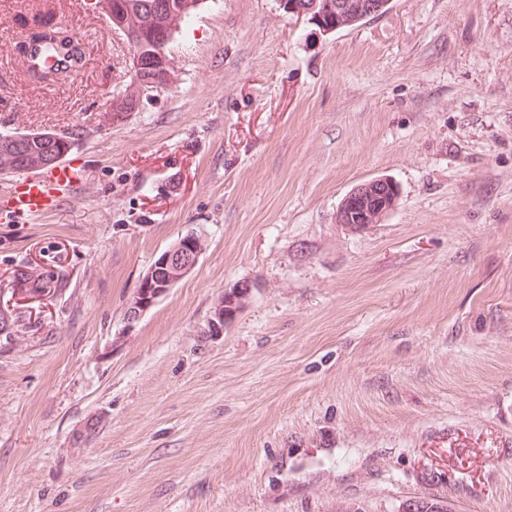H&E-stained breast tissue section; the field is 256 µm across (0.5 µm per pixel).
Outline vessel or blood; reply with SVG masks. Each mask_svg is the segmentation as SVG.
<instances>
[{
  "instance_id": "1",
  "label": "vessel or blood",
  "mask_w": 512,
  "mask_h": 512,
  "mask_svg": "<svg viewBox=\"0 0 512 512\" xmlns=\"http://www.w3.org/2000/svg\"><path fill=\"white\" fill-rule=\"evenodd\" d=\"M82 183L79 167L61 163L50 169L26 176L10 194L13 214L40 216L72 193Z\"/></svg>"
}]
</instances>
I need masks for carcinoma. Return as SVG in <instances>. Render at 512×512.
<instances>
[{"label": "carcinoma", "instance_id": "1", "mask_svg": "<svg viewBox=\"0 0 512 512\" xmlns=\"http://www.w3.org/2000/svg\"><path fill=\"white\" fill-rule=\"evenodd\" d=\"M198 0H100L105 15L124 16L137 28L142 44L154 53V40L159 30L168 33V41H173L177 29L193 13ZM141 76L147 81L162 84L168 81L165 68L158 60L147 57L142 64ZM82 131L73 129L66 134L22 133L0 136V167L23 168L27 171L48 165V162L64 158Z\"/></svg>", "mask_w": 512, "mask_h": 512}]
</instances>
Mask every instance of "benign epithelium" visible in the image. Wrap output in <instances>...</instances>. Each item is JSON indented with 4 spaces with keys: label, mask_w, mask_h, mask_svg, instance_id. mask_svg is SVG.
<instances>
[{
    "label": "benign epithelium",
    "mask_w": 512,
    "mask_h": 512,
    "mask_svg": "<svg viewBox=\"0 0 512 512\" xmlns=\"http://www.w3.org/2000/svg\"><path fill=\"white\" fill-rule=\"evenodd\" d=\"M132 79L141 81L140 68L143 45L133 33L126 34ZM399 195L397 184L386 177L367 180L352 188L341 200L336 211V223L350 232H360L382 223L394 210ZM205 250L203 241L195 234L180 239L162 252L143 273L139 291L126 313V326L133 325L143 312L155 305L170 288L187 276ZM254 283L242 281L231 291L224 292L214 307L210 321L211 332L224 330L229 322L225 307L242 304L250 295Z\"/></svg>",
    "instance_id": "7a95c632"
}]
</instances>
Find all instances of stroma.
I'll return each mask as SVG.
<instances>
[{
  "mask_svg": "<svg viewBox=\"0 0 512 512\" xmlns=\"http://www.w3.org/2000/svg\"><path fill=\"white\" fill-rule=\"evenodd\" d=\"M45 20L87 42L50 82L21 50ZM170 70L113 121L129 52L101 6L0 0V133L80 127L86 171L37 217L0 172V294L53 278L0 308V512H512V0H390L328 35L199 0ZM377 177L394 210L345 231ZM191 232L195 268L126 327ZM398 195L397 184L389 178L367 180L343 197L336 211V222L350 232L381 224L394 210ZM233 291H225L224 298H222L214 307L213 315L210 321L209 330L212 333H220V331L224 330V325L229 322V317H232L235 310L228 309L226 312L225 307L228 305H242V303L248 298L250 295L252 288H254V283L251 281H242L233 286ZM228 314V316H227Z\"/></svg>",
  "mask_w": 512,
  "mask_h": 512,
  "instance_id": "1",
  "label": "stroma"
}]
</instances>
